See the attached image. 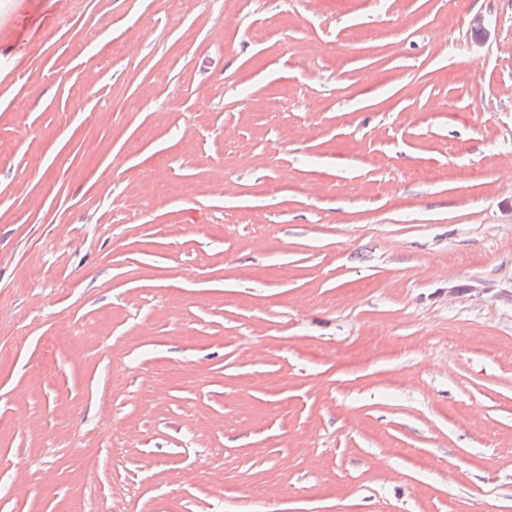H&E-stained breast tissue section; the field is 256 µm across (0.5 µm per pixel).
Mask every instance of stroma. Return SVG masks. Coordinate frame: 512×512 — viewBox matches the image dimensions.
Returning <instances> with one entry per match:
<instances>
[{
  "instance_id": "stroma-1",
  "label": "stroma",
  "mask_w": 512,
  "mask_h": 512,
  "mask_svg": "<svg viewBox=\"0 0 512 512\" xmlns=\"http://www.w3.org/2000/svg\"><path fill=\"white\" fill-rule=\"evenodd\" d=\"M56 12L0 0V512H512V0Z\"/></svg>"
}]
</instances>
